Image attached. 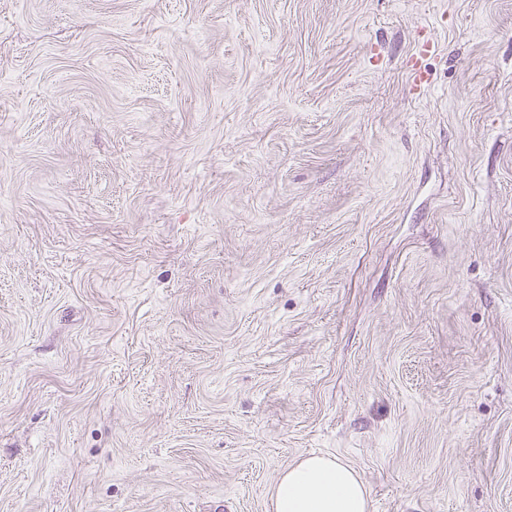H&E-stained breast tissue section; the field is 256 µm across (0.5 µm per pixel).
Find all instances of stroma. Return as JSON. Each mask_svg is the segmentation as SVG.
Returning a JSON list of instances; mask_svg holds the SVG:
<instances>
[{
  "instance_id": "obj_1",
  "label": "stroma",
  "mask_w": 512,
  "mask_h": 512,
  "mask_svg": "<svg viewBox=\"0 0 512 512\" xmlns=\"http://www.w3.org/2000/svg\"><path fill=\"white\" fill-rule=\"evenodd\" d=\"M312 452L512 512V0H0V512Z\"/></svg>"
}]
</instances>
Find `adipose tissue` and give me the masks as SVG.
<instances>
[{"instance_id": "1", "label": "adipose tissue", "mask_w": 512, "mask_h": 512, "mask_svg": "<svg viewBox=\"0 0 512 512\" xmlns=\"http://www.w3.org/2000/svg\"><path fill=\"white\" fill-rule=\"evenodd\" d=\"M274 512H371L369 494L355 469L338 456L301 457L280 475Z\"/></svg>"}]
</instances>
